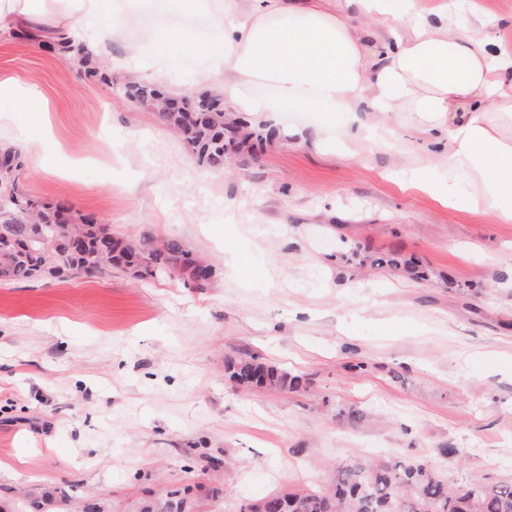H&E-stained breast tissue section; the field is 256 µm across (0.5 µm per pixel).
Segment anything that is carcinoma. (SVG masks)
<instances>
[{
	"instance_id": "obj_1",
	"label": "carcinoma",
	"mask_w": 512,
	"mask_h": 512,
	"mask_svg": "<svg viewBox=\"0 0 512 512\" xmlns=\"http://www.w3.org/2000/svg\"><path fill=\"white\" fill-rule=\"evenodd\" d=\"M56 53L77 63L91 83L111 84L112 72L85 41L58 42ZM128 99L159 109L157 122L177 134L204 171H220L228 152L252 149L278 137L265 124L249 123L236 116L232 123L224 110V96L204 92L183 95L162 83L136 77L118 86ZM0 282L59 277L75 270L95 277L107 268L130 270L138 276L179 277L196 288L211 286V277L198 280L203 259L180 240H145L138 244L117 238L93 215L26 197L19 185L21 155L11 147L0 148ZM224 370L246 387L300 389L301 376H287L259 357H227ZM265 512H512V482L450 484L437 471L411 461L394 465L352 461L336 469V485L329 492L273 495L263 502Z\"/></svg>"
}]
</instances>
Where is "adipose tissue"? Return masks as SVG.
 <instances>
[{"label": "adipose tissue", "instance_id": "adipose-tissue-1", "mask_svg": "<svg viewBox=\"0 0 512 512\" xmlns=\"http://www.w3.org/2000/svg\"><path fill=\"white\" fill-rule=\"evenodd\" d=\"M165 0H0V37L19 28L42 38H82L94 28L100 42L124 36L122 18L141 19L147 31L167 23ZM495 23L474 13L463 30L448 23L447 0H225L222 9L199 5L187 29L210 47L200 75L224 93L232 111L277 125L280 112H310L308 126L290 138L336 151L347 142L376 140L375 115L408 116L418 146L436 152L448 175L464 174L463 198L477 213L512 222V48ZM274 86L255 101L247 87ZM0 102L30 113L35 134H22L28 153L52 141L47 100L12 81L0 82ZM347 124L335 134L329 119Z\"/></svg>", "mask_w": 512, "mask_h": 512}]
</instances>
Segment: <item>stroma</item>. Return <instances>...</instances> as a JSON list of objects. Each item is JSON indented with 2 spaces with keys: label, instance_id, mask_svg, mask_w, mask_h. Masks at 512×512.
I'll return each mask as SVG.
<instances>
[{
  "label": "stroma",
  "instance_id": "obj_1",
  "mask_svg": "<svg viewBox=\"0 0 512 512\" xmlns=\"http://www.w3.org/2000/svg\"><path fill=\"white\" fill-rule=\"evenodd\" d=\"M192 7L172 0L155 41L194 95L208 47L176 24ZM5 80L48 100L58 142L45 172L25 158L27 196L181 240L218 275L204 290L117 269L0 282V512H144L186 485L193 512H245L355 458L512 479V223L404 188L411 146L284 136L203 172L153 109L38 42L0 39ZM243 353L310 384L242 388L224 359Z\"/></svg>",
  "mask_w": 512,
  "mask_h": 512
}]
</instances>
